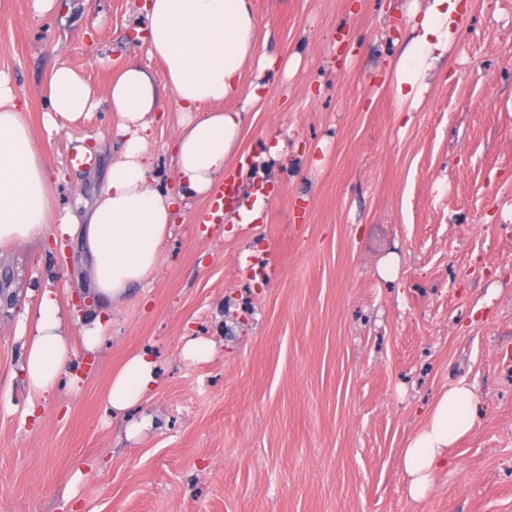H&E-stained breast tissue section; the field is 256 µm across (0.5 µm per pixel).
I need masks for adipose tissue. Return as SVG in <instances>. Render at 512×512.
Returning <instances> with one entry per match:
<instances>
[{"label":"adipose tissue","mask_w":512,"mask_h":512,"mask_svg":"<svg viewBox=\"0 0 512 512\" xmlns=\"http://www.w3.org/2000/svg\"><path fill=\"white\" fill-rule=\"evenodd\" d=\"M462 0H431L414 14L404 47L392 64L389 90L400 111L412 112L430 71L448 57ZM148 55L164 69L157 85L140 66L112 76L106 99L66 66L51 70L50 110L44 130L54 136L100 104L112 114L120 148L104 183L82 208L55 206V179L33 139L26 109L9 79L0 74V246L42 239L57 231L80 254L79 279L97 302L72 340L67 312L53 289L39 292L25 307L18 328L24 356L19 373L27 389L25 413L35 416L62 385L79 391L76 359L94 353L112 332V307L133 289L145 287L160 264L164 240L189 198L209 196L237 148L244 114L225 108L242 89L245 67L258 60L263 71L279 66L274 55L257 52L260 30L251 0H147ZM170 89L179 112L170 146L177 189L157 185L148 151V131L160 119L163 89ZM157 386L156 365L145 353L129 355L112 374L104 401L115 415L144 401ZM481 417L477 397L463 381L431 405L424 428L402 454L409 493L422 498L433 472L448 460V450Z\"/></svg>","instance_id":"ef3b65f1"}]
</instances>
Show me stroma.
I'll use <instances>...</instances> for the list:
<instances>
[{
	"label": "stroma",
	"mask_w": 512,
	"mask_h": 512,
	"mask_svg": "<svg viewBox=\"0 0 512 512\" xmlns=\"http://www.w3.org/2000/svg\"><path fill=\"white\" fill-rule=\"evenodd\" d=\"M0 0V73L27 103L59 206L100 188L113 153L99 107L73 135L47 137L53 66L98 97L131 63L162 80L145 0ZM427 0H252L259 53L293 59L259 73L225 171L238 192L223 223L187 215L151 283L112 308V337L82 360L79 393L35 416L14 377L17 319L52 285L82 310L68 240L0 247V512H512V0H470L443 76L401 120L389 93L393 40ZM176 116L149 139L159 184L174 181ZM96 159L70 164L73 150ZM249 172H242V165ZM264 193L261 217L236 223ZM393 266L383 278L384 263ZM202 337L208 355L184 358ZM149 352L158 383L126 416L103 394L125 358ZM466 380L485 415L412 499L410 438ZM151 428L130 437L128 422Z\"/></svg>",
	"instance_id": "stroma-1"
}]
</instances>
